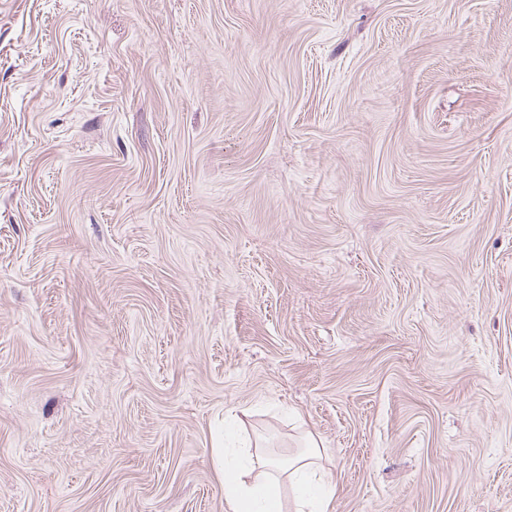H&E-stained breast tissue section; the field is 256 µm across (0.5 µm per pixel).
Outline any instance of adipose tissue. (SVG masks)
I'll use <instances>...</instances> for the list:
<instances>
[{
    "mask_svg": "<svg viewBox=\"0 0 512 512\" xmlns=\"http://www.w3.org/2000/svg\"><path fill=\"white\" fill-rule=\"evenodd\" d=\"M213 464L224 482L229 512H284L282 483L293 489L294 512H332L336 487L324 484L322 445L307 439L285 458L266 453L228 458L222 437L212 442Z\"/></svg>",
    "mask_w": 512,
    "mask_h": 512,
    "instance_id": "obj_1",
    "label": "adipose tissue"
}]
</instances>
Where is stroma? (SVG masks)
<instances>
[{"mask_svg":"<svg viewBox=\"0 0 512 512\" xmlns=\"http://www.w3.org/2000/svg\"><path fill=\"white\" fill-rule=\"evenodd\" d=\"M512 512V0H0V512ZM213 464L224 481V501L230 512H284L281 492L283 480L293 489L294 512H331L336 497L335 484H324L322 445L313 437L305 440L303 448L287 458L254 454L256 466L263 469L264 479H244L253 470L250 453L229 459L224 438L212 442Z\"/></svg>","mask_w":512,"mask_h":512,"instance_id":"stroma-1","label":"stroma"}]
</instances>
